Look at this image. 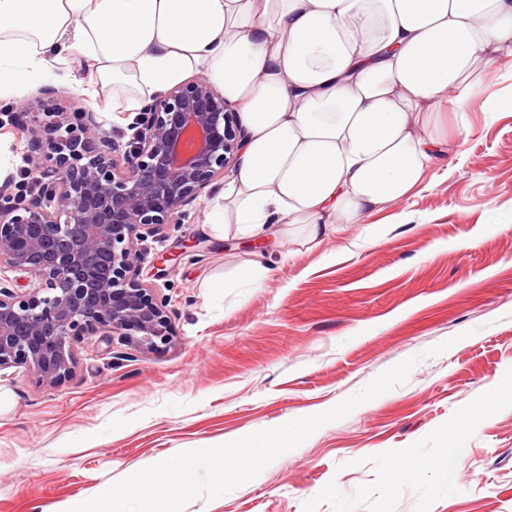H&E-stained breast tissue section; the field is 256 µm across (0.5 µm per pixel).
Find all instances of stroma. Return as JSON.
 I'll return each instance as SVG.
<instances>
[{
    "label": "stroma",
    "mask_w": 512,
    "mask_h": 512,
    "mask_svg": "<svg viewBox=\"0 0 512 512\" xmlns=\"http://www.w3.org/2000/svg\"><path fill=\"white\" fill-rule=\"evenodd\" d=\"M448 139L412 194L315 247L218 233L207 197L148 235L142 277L172 342L91 337L58 385L1 368L0 512H68L177 453L327 411L416 354L405 383L184 512H512V78L449 112ZM254 261L258 287L241 278Z\"/></svg>",
    "instance_id": "stroma-1"
}]
</instances>
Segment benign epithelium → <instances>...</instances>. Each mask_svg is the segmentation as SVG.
I'll use <instances>...</instances> for the list:
<instances>
[{
    "label": "benign epithelium",
    "instance_id": "7a95c632",
    "mask_svg": "<svg viewBox=\"0 0 512 512\" xmlns=\"http://www.w3.org/2000/svg\"><path fill=\"white\" fill-rule=\"evenodd\" d=\"M50 98L13 123L40 193L0 187V274L29 275L23 292L0 285V369L23 366L59 384L84 340L149 350L172 336L168 302L140 279L137 244L211 193L234 166L236 108L203 76L150 98L126 142L96 113Z\"/></svg>",
    "mask_w": 512,
    "mask_h": 512
}]
</instances>
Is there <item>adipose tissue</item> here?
<instances>
[{
    "mask_svg": "<svg viewBox=\"0 0 512 512\" xmlns=\"http://www.w3.org/2000/svg\"><path fill=\"white\" fill-rule=\"evenodd\" d=\"M74 56L90 96L133 84L115 112L204 74L243 130L215 225L301 224L316 245L447 153L445 110L512 70V0H0V81Z\"/></svg>",
    "mask_w": 512,
    "mask_h": 512,
    "instance_id": "obj_1",
    "label": "adipose tissue"
}]
</instances>
